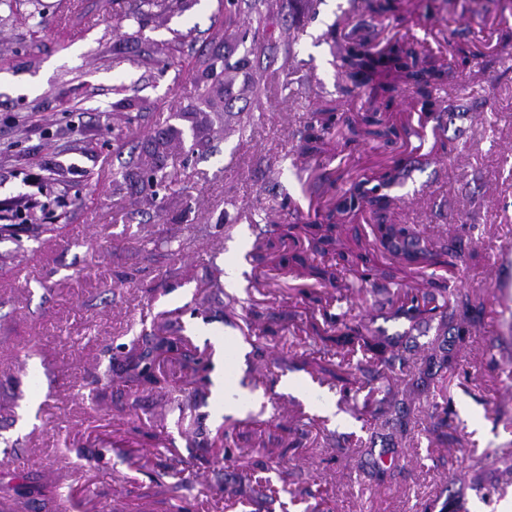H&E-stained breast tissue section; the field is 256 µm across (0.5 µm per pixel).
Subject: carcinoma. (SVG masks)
Wrapping results in <instances>:
<instances>
[{
    "mask_svg": "<svg viewBox=\"0 0 512 512\" xmlns=\"http://www.w3.org/2000/svg\"><path fill=\"white\" fill-rule=\"evenodd\" d=\"M400 0H368L369 10L379 16L399 8ZM338 78L342 89L351 91L371 87L377 92L391 93L399 84L412 86L422 100V105L431 104V89L448 79V69L440 64H430L420 57L413 43L400 40L385 49L373 51L361 46L352 47L340 58ZM335 101L330 99L318 109V118L307 126L301 149L306 154L321 151L334 127ZM349 140L360 138L381 139L391 134L390 128L377 112L366 113L358 119L346 121ZM375 188L360 183L350 192L336 199V207L326 215H315L304 228L286 224L280 230V239L298 242L300 234L315 249L330 252L336 250L338 216L353 212L361 201L366 200L378 209L386 206L383 196L374 194ZM375 238L397 263V271L411 277L419 270L430 271L429 288L413 296L395 294L387 288L374 294L375 301L395 307L404 315L409 327L401 346L390 355L378 350L375 338L361 325L353 323L347 314L328 317L331 326L322 328L311 321L302 332L306 338L320 342L326 353L339 357V361L320 363L302 358V367L321 379L330 380L346 395L352 390H367L364 408L372 410L385 431L389 448L385 454L398 453V446L410 431L413 414V395L425 392L434 384L436 376L457 368L458 353L472 345L473 309L482 305L478 294H463L449 287L448 276L463 269L464 256L460 248L450 243L433 248L421 237L398 224H378ZM342 268L333 265L322 267L307 264V258L299 250L285 251L278 255V262L288 271H296L336 286V300L362 291V286L341 277V271L373 272L378 265L375 250L360 246L355 251L341 254ZM428 338L429 363L433 368L419 369L411 361L412 352L419 348L418 339ZM182 343L178 336H155L141 344L133 343V354L120 364L124 379L143 388L156 386L165 381V375L156 368L158 351L175 349ZM362 353L363 358L351 365L347 357ZM409 377L405 389H399L402 377ZM491 460L501 465V480L498 489L512 485V451L486 449L483 457L475 461L474 467L482 469Z\"/></svg>",
    "mask_w": 512,
    "mask_h": 512,
    "instance_id": "1",
    "label": "carcinoma"
}]
</instances>
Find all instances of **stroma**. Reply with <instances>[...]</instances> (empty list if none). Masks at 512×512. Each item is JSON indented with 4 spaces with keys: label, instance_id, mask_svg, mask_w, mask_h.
Instances as JSON below:
<instances>
[{
    "label": "stroma",
    "instance_id": "1",
    "mask_svg": "<svg viewBox=\"0 0 512 512\" xmlns=\"http://www.w3.org/2000/svg\"><path fill=\"white\" fill-rule=\"evenodd\" d=\"M15 0L0 6V170L52 163L69 197L58 233L0 238V502L19 512H504L487 448H512V0H405L379 19L356 0ZM44 32L32 42L22 18ZM447 57L454 73L422 110L413 89L378 99L397 134L349 143L333 130L301 151L322 100L338 117L369 106L342 95L349 42L404 35ZM474 47L463 57L458 47ZM224 59L199 97L191 68ZM466 84H458L457 73ZM177 173L152 195L142 161ZM397 163L383 187L390 223L471 251L455 279L478 292L481 332L445 381L415 396L418 423L392 477L371 476L387 446L363 394L296 368L290 335L313 307L300 282L254 257L256 239L305 223L354 182ZM333 303L392 351L407 321L370 291ZM180 336L204 368L167 355L162 385L137 389L112 360L138 337ZM228 369L234 414L217 400ZM295 380L300 390L284 388ZM447 408L451 438L429 434ZM352 434L360 444L336 447ZM285 451L266 469L268 452ZM186 486L163 475L176 460ZM282 487L269 501L243 472Z\"/></svg>",
    "mask_w": 512,
    "mask_h": 512
}]
</instances>
